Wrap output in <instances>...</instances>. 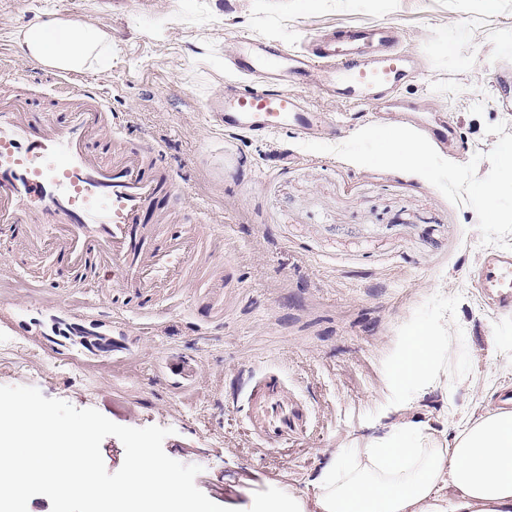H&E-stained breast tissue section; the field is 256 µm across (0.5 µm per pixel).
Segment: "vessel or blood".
<instances>
[{
  "label": "vessel or blood",
  "instance_id": "1",
  "mask_svg": "<svg viewBox=\"0 0 512 512\" xmlns=\"http://www.w3.org/2000/svg\"><path fill=\"white\" fill-rule=\"evenodd\" d=\"M401 39L391 26L350 27L313 36L293 52L239 33L225 60L237 80L215 109L228 128L261 134L289 125L305 134H332L329 119L284 90L283 82L345 103L388 99L412 72L398 48ZM59 90L67 98L63 121L32 112L24 88L0 91V226L18 227L20 252L54 249L74 274L110 269L115 282L146 301L155 288L188 287L186 258L200 253L207 227L168 233L164 204L180 189L162 151L132 143L110 156L97 152L92 141L111 131L115 114L73 79L62 80ZM473 279L492 306L512 313V254H489ZM36 332L93 356L126 347L124 333L92 312L50 316ZM248 426L273 448L309 431V407L289 396L281 370L252 376Z\"/></svg>",
  "mask_w": 512,
  "mask_h": 512
}]
</instances>
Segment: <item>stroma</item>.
Here are the masks:
<instances>
[{"instance_id":"1","label":"stroma","mask_w":512,"mask_h":512,"mask_svg":"<svg viewBox=\"0 0 512 512\" xmlns=\"http://www.w3.org/2000/svg\"><path fill=\"white\" fill-rule=\"evenodd\" d=\"M47 13L111 31V64L81 80L121 117L124 137L161 148L183 190L171 230L208 225L209 249L235 285L222 287L197 257L191 291L162 288L149 303L116 285L100 296L67 280L43 288L60 256L20 255L14 231H1L0 267L11 275L0 278V305L20 309L0 315V337L27 345L0 349V385L32 386L123 426L169 428L165 453L201 466L196 486L231 512L274 494L312 495L314 473L395 404L393 353L412 327L444 323L455 338L447 388L418 410L446 437L512 390V314L491 309L471 279L488 254L512 253V177L497 167L512 150V86L503 82L512 0H0V84L31 90L45 114L58 73L19 55L12 37ZM348 25L401 30L416 73L396 97L447 120L455 153L432 148L412 171L357 167L355 154L385 149L386 129L408 127L384 104L308 94L335 121L332 138L290 126L257 138L224 131L210 114L235 79L224 58L237 33L297 50L310 33ZM92 304L121 311L134 375H112V357L56 351L23 331L51 311L78 315ZM200 319L205 327L192 333ZM173 357L197 363L194 380L165 373ZM80 361L95 370V388L76 371ZM267 367L284 371L314 423L278 448L247 429L249 376Z\"/></svg>"}]
</instances>
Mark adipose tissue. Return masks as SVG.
Wrapping results in <instances>:
<instances>
[{
	"instance_id": "1",
	"label": "adipose tissue",
	"mask_w": 512,
	"mask_h": 512,
	"mask_svg": "<svg viewBox=\"0 0 512 512\" xmlns=\"http://www.w3.org/2000/svg\"><path fill=\"white\" fill-rule=\"evenodd\" d=\"M15 41L25 57L71 73L112 56L111 32L89 20L50 15L17 31ZM453 342L428 327L404 339L391 381L407 386L406 405L441 386ZM312 485L313 497H270L250 512H512V411L485 409L451 442L428 419L382 423L343 448Z\"/></svg>"
}]
</instances>
